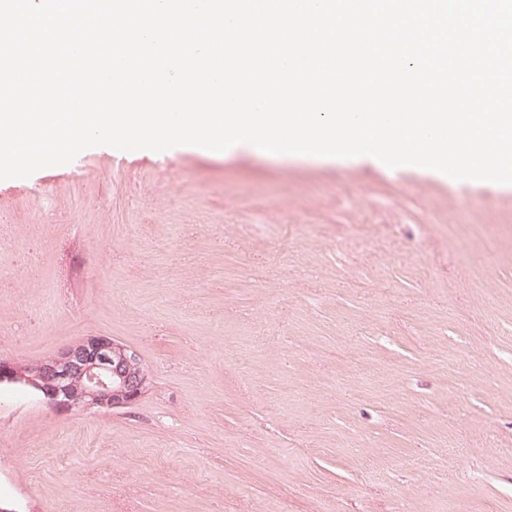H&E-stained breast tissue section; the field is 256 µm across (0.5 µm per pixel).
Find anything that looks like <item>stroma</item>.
<instances>
[{"label":"stroma","instance_id":"1","mask_svg":"<svg viewBox=\"0 0 512 512\" xmlns=\"http://www.w3.org/2000/svg\"><path fill=\"white\" fill-rule=\"evenodd\" d=\"M89 336L149 385H1L14 512H512V187L248 143L0 180V359Z\"/></svg>","mask_w":512,"mask_h":512}]
</instances>
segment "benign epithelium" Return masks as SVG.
I'll return each mask as SVG.
<instances>
[{"instance_id": "obj_1", "label": "benign epithelium", "mask_w": 512, "mask_h": 512, "mask_svg": "<svg viewBox=\"0 0 512 512\" xmlns=\"http://www.w3.org/2000/svg\"><path fill=\"white\" fill-rule=\"evenodd\" d=\"M19 385L60 410L121 408L148 384L140 360L107 336H89L35 365L0 359V385Z\"/></svg>"}]
</instances>
